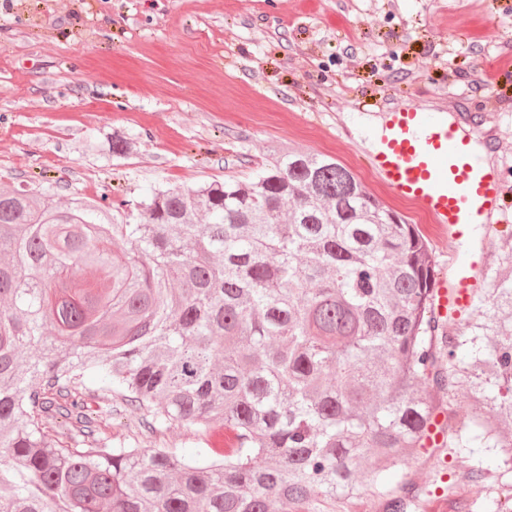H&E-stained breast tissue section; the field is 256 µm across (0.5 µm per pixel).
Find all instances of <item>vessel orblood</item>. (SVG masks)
Masks as SVG:
<instances>
[{
	"label": "vessel or blood",
	"instance_id": "1",
	"mask_svg": "<svg viewBox=\"0 0 512 512\" xmlns=\"http://www.w3.org/2000/svg\"><path fill=\"white\" fill-rule=\"evenodd\" d=\"M392 124L371 166L386 187L407 199L431 223L444 229L481 223L484 216L503 211L504 186L489 179L479 156L469 154L457 129L443 114L420 106L395 107ZM481 279L461 276L452 292H440L443 309H463L472 302Z\"/></svg>",
	"mask_w": 512,
	"mask_h": 512
}]
</instances>
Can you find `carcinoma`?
<instances>
[{"mask_svg": "<svg viewBox=\"0 0 512 512\" xmlns=\"http://www.w3.org/2000/svg\"><path fill=\"white\" fill-rule=\"evenodd\" d=\"M1 254L0 512H406L413 448L512 464V281L475 289L493 319L447 331L426 241L332 157L274 149L133 209L3 190ZM115 415L207 447L140 448Z\"/></svg>", "mask_w": 512, "mask_h": 512, "instance_id": "cac0c4a2", "label": "carcinoma"}]
</instances>
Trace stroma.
Instances as JSON below:
<instances>
[{"instance_id":"stroma-1","label":"stroma","mask_w":512,"mask_h":512,"mask_svg":"<svg viewBox=\"0 0 512 512\" xmlns=\"http://www.w3.org/2000/svg\"><path fill=\"white\" fill-rule=\"evenodd\" d=\"M512 66V0H9L0 7V189L31 184L56 204L140 201L153 188L245 178L273 144L325 153L419 225L450 284L474 262L487 287L512 276V210L464 245L384 187L353 103L425 106L495 130L485 162L512 188V80L464 91L484 63ZM120 133L131 148L112 154ZM408 471L421 488L482 462L480 446ZM427 459V458H426Z\"/></svg>"}]
</instances>
